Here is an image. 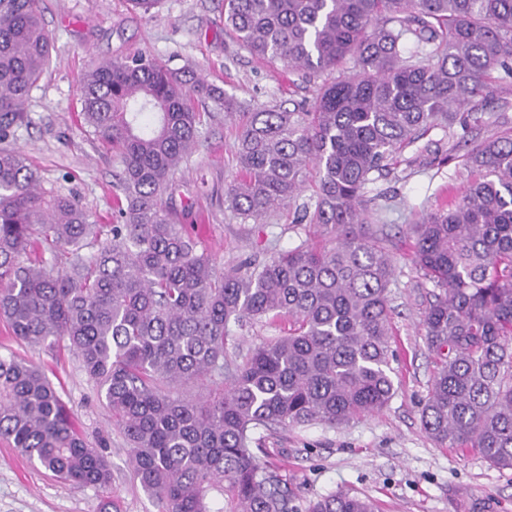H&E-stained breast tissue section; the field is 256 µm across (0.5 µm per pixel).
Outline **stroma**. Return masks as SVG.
Returning <instances> with one entry per match:
<instances>
[{"label": "stroma", "mask_w": 512, "mask_h": 512, "mask_svg": "<svg viewBox=\"0 0 512 512\" xmlns=\"http://www.w3.org/2000/svg\"><path fill=\"white\" fill-rule=\"evenodd\" d=\"M39 3L53 38L51 64L26 103L29 125L8 146L25 154L45 188L79 198L100 223L115 220L117 168L79 116L82 78L98 62L145 53L173 67L187 65L249 111L273 105L291 110L315 95V84L253 57L225 33L224 0H159L146 15L127 0ZM199 110V141L164 196L183 224L204 218L198 250L214 254L219 269L227 270L302 243L331 245L328 234L297 222L298 203L259 221L227 208L224 188L238 174V120L210 102ZM468 123L478 140L511 133L512 79L498 99L470 109ZM452 145L441 129L429 130L369 187V199L383 209L381 223L369 230L389 239L396 264L390 286L391 401L336 428L314 424L256 434L258 456L281 475L294 512H306L309 501L335 491L371 499L375 512H512V470L496 468L474 451L438 445L420 421L438 360L422 326L432 285L412 261L410 226L461 196L471 180L453 159ZM289 327L282 316L233 329L226 362L241 363L254 344L287 335ZM5 349L44 368L86 440L104 445L112 482L104 489L72 488L0 440V512H100L107 501L112 512H158L133 483L127 441L76 355L61 344L32 349L0 321V351Z\"/></svg>", "instance_id": "35a3bbf8"}]
</instances>
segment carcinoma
<instances>
[{
    "instance_id": "cac0c4a2",
    "label": "carcinoma",
    "mask_w": 512,
    "mask_h": 512,
    "mask_svg": "<svg viewBox=\"0 0 512 512\" xmlns=\"http://www.w3.org/2000/svg\"><path fill=\"white\" fill-rule=\"evenodd\" d=\"M224 27L253 56L309 81L308 107L251 112L188 68L151 56L106 60L83 77L84 127L112 150L117 223L46 189L0 148V318L33 348L63 340L124 433L131 479L159 512H293L251 432L334 427L395 394L389 287L394 256L363 228L371 175L431 128L455 136L458 108L488 103L512 77V0H224ZM36 0H0V142L29 123L51 59ZM502 72L499 77L492 76ZM241 120L240 172L224 200L255 221L321 178L309 223L334 244L276 251L252 269L216 258L163 204L200 136L196 103ZM461 198L411 225L414 263L437 291L424 316L440 358L421 424L436 443L512 469V134L463 154ZM57 250L48 261L41 244ZM284 313L288 335L224 364L230 326ZM208 384L205 394L184 386ZM0 439L77 488L112 471L48 376L0 352ZM306 512H374L348 493Z\"/></svg>"
}]
</instances>
